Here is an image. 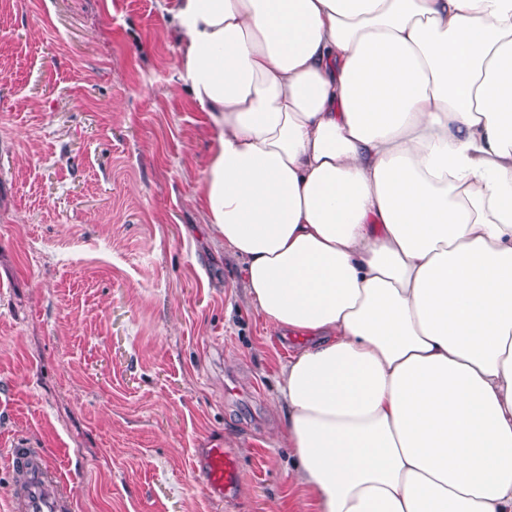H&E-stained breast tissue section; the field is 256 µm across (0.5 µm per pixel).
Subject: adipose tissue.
I'll use <instances>...</instances> for the list:
<instances>
[{"label": "adipose tissue", "instance_id": "ef3b65f1", "mask_svg": "<svg viewBox=\"0 0 512 512\" xmlns=\"http://www.w3.org/2000/svg\"><path fill=\"white\" fill-rule=\"evenodd\" d=\"M172 14L317 512H512V0Z\"/></svg>", "mask_w": 512, "mask_h": 512}]
</instances>
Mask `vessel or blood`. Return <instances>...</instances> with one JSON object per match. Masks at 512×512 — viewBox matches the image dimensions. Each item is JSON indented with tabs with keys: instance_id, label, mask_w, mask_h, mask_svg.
<instances>
[{
	"instance_id": "obj_1",
	"label": "vessel or blood",
	"mask_w": 512,
	"mask_h": 512,
	"mask_svg": "<svg viewBox=\"0 0 512 512\" xmlns=\"http://www.w3.org/2000/svg\"><path fill=\"white\" fill-rule=\"evenodd\" d=\"M9 460L13 470L22 474L21 484L11 492V512H66L68 504L60 493V477L44 454L14 448ZM194 467L204 473L206 487L212 495L225 496L239 483L236 462L224 446L213 444L199 449Z\"/></svg>"
}]
</instances>
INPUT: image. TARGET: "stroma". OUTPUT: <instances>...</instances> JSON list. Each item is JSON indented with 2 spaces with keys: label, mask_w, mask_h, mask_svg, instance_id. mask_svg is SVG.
<instances>
[{
  "label": "stroma",
  "mask_w": 512,
  "mask_h": 512,
  "mask_svg": "<svg viewBox=\"0 0 512 512\" xmlns=\"http://www.w3.org/2000/svg\"><path fill=\"white\" fill-rule=\"evenodd\" d=\"M173 3L0 0V512L18 447L71 512H313L277 404L296 345L205 222ZM213 441L222 500L192 468ZM195 470L205 474L208 491L218 497L234 491L240 475L234 457L223 445L211 444L201 448L194 460Z\"/></svg>",
  "instance_id": "obj_1"
}]
</instances>
